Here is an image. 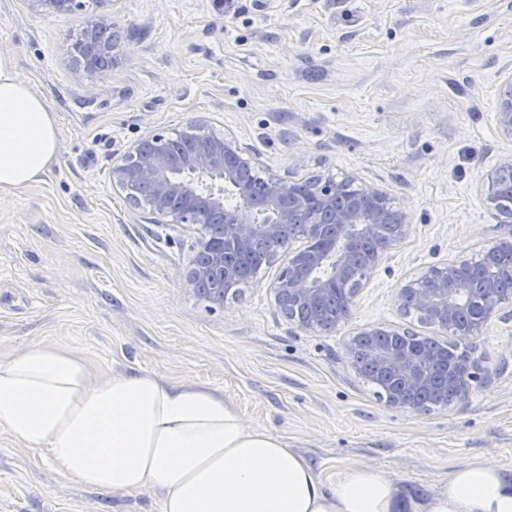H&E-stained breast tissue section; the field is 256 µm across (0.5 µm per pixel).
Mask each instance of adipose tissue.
I'll list each match as a JSON object with an SVG mask.
<instances>
[{
  "label": "adipose tissue",
  "instance_id": "adipose-tissue-1",
  "mask_svg": "<svg viewBox=\"0 0 512 512\" xmlns=\"http://www.w3.org/2000/svg\"><path fill=\"white\" fill-rule=\"evenodd\" d=\"M56 158L54 112L0 54V193L40 180ZM0 428L48 449L85 485L163 489V512H512V476L484 464L454 470L422 504L369 467L344 466L325 483L213 390L148 372L95 382L61 347L34 344L0 362Z\"/></svg>",
  "mask_w": 512,
  "mask_h": 512
}]
</instances>
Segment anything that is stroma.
I'll return each instance as SVG.
<instances>
[{
	"mask_svg": "<svg viewBox=\"0 0 512 512\" xmlns=\"http://www.w3.org/2000/svg\"><path fill=\"white\" fill-rule=\"evenodd\" d=\"M120 38L105 80L72 45L98 9L0 0V52L57 116V160L0 194V360L33 344L71 350L92 379L144 371L224 395L248 427L284 440L331 483L377 468L427 498L457 467L512 474V304L470 339L488 373L429 412L377 399L345 354L367 325L446 341L395 302L428 266L477 258L504 232L479 194L512 155L495 125L512 69V0H112ZM203 121L259 170L355 177L385 190L413 232L387 248L335 331L275 307L262 267L216 307L185 277L199 237L153 224L113 188L141 138ZM165 493L88 487L0 429V512H163Z\"/></svg>",
	"mask_w": 512,
	"mask_h": 512,
	"instance_id": "stroma-1",
	"label": "stroma"
}]
</instances>
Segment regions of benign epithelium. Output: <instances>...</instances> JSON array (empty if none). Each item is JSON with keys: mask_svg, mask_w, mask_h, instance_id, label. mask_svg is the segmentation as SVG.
Listing matches in <instances>:
<instances>
[{"mask_svg": "<svg viewBox=\"0 0 512 512\" xmlns=\"http://www.w3.org/2000/svg\"><path fill=\"white\" fill-rule=\"evenodd\" d=\"M33 7L54 14L72 12L83 7V0H31ZM112 25V16L102 12L88 28L86 41L77 43L74 53L84 68L100 79L109 76V69L98 65L100 57L112 54V46L97 41L94 33ZM495 123L505 137L512 138V72L499 83L498 110ZM201 123L197 122L178 132L188 142V149L175 157L167 150L171 134L156 133L139 140L112 167V185L133 206L141 197L138 189L150 194L148 211L153 224H194L199 227L197 249L190 260L186 287L194 291L214 285L208 299L224 305V299L238 284L237 268L227 260L228 253H245L262 239L282 238L288 226L303 223L301 237L308 245L293 247L287 240L288 253L272 255L268 264L281 261L282 268L269 285L275 306L298 328L313 330L311 321L297 319L299 307L317 308L341 293L352 307L359 288L377 268L385 247L370 253L365 266L356 269L357 250L362 242L373 237L384 224L393 227L395 240L406 239L412 229L405 212L393 205L387 193L363 185L352 191L349 184L355 178L340 180L323 176L310 192H305L298 180L267 171L250 181L241 177L240 170L251 167L250 159L233 137L197 138ZM220 179L231 184L243 205L227 207L224 193L205 191L201 178ZM512 176V156L501 161L481 178L479 192L488 209L512 222V201L505 198V178ZM512 253V232L499 235L482 251L480 262L485 264V289L496 288L499 271L491 265L493 255ZM464 261L429 266L401 282L395 299L400 307H413L427 324L446 329L460 316L464 303L478 304L467 296ZM380 326L359 329L346 345V355L352 365L359 364L365 336H376ZM389 341L370 347L368 357L388 374L387 405L413 409L422 392L431 387L429 373L439 363L442 354L426 353L405 338L402 329H387ZM485 372L478 360H470L447 371L448 389L463 400L471 383Z\"/></svg>", "mask_w": 512, "mask_h": 512, "instance_id": "benign-epithelium-1", "label": "benign epithelium"}]
</instances>
